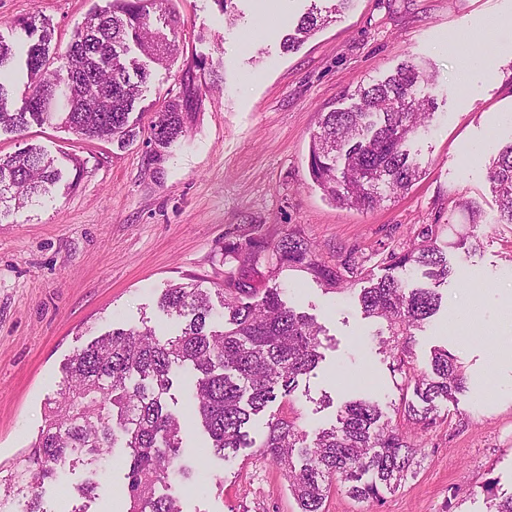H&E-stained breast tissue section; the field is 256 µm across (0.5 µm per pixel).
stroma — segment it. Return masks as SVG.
<instances>
[{
	"mask_svg": "<svg viewBox=\"0 0 512 512\" xmlns=\"http://www.w3.org/2000/svg\"><path fill=\"white\" fill-rule=\"evenodd\" d=\"M107 0H0V36L17 42L15 19L37 12L67 45L93 7ZM311 0H171L181 16L179 52L152 66L141 105L161 108L180 91L183 69L204 61L198 105L186 136L161 164L145 138L120 145L84 139L55 124L0 133V155L37 144L82 166L60 187L0 221V468L27 454L62 367L93 337L148 320L160 337L177 327L157 308L169 284H208L224 270L225 241L261 223L269 239L300 228L329 260L356 250L373 277L388 250L415 225L444 224L448 203L477 205L480 247L456 251L438 313L412 342L418 369L434 350L456 355L467 392L442 403L446 419L423 433L420 464L380 507L331 492L324 512H486L491 495L512 494V364L496 348L512 342V225L497 223L488 164L512 142V0H353L295 52L283 38ZM433 74L425 131L409 144L422 169L404 194L371 210L340 207L311 181L308 155L321 113L347 106L358 84L406 62ZM284 298L322 326V358L290 396L252 417L254 445L223 460L207 456L195 431L182 450L190 466L170 491L183 512H299L283 473L261 452L271 414L296 416L307 432L328 428L344 402L368 397L399 406V374L384 352L381 324L365 318L357 289L325 292L302 272L283 271ZM107 475L88 512H127L125 472ZM89 466L67 468L41 490L42 512H73Z\"/></svg>",
	"mask_w": 512,
	"mask_h": 512,
	"instance_id": "stroma-1",
	"label": "stroma"
}]
</instances>
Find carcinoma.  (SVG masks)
<instances>
[{
	"label": "carcinoma",
	"mask_w": 512,
	"mask_h": 512,
	"mask_svg": "<svg viewBox=\"0 0 512 512\" xmlns=\"http://www.w3.org/2000/svg\"><path fill=\"white\" fill-rule=\"evenodd\" d=\"M168 2L108 0L87 14L63 50L52 45L46 17L33 13L16 20L14 29L27 46L28 81L16 112L8 110L10 90L0 81V132L20 134L33 122H54L86 139L135 141L141 120L131 115L150 71L127 58L129 43L157 65L176 55L180 18ZM349 2L331 0L310 9L286 36L284 48H299ZM204 68L199 61L186 69L180 95L153 113L148 140L154 162L164 161L185 136L197 72ZM428 82L422 67L406 62L378 82L357 86L349 106L321 113L308 171L329 200L369 210L417 181L420 166L407 145L430 115L431 100L423 94ZM489 170L498 223L512 224V142L491 157ZM62 179V162L39 146L0 157V220ZM481 222V213L471 207L469 223L448 224L455 239L446 243L443 225H418L385 258L388 273L378 279L353 251L322 261L301 231L292 229L273 242L263 225H252L249 234L224 242V273L214 288L178 283L165 289L159 308L184 321L178 334L161 339L144 322L101 335L69 358L60 398L46 403L35 442L0 476V486L9 493L29 492L25 512H41L35 489L68 465L118 448L128 512H182L176 497L158 490L176 473L187 477L178 465L186 430L200 424L210 449L223 458L249 447L251 416L291 395L298 377L322 358V327L287 305L278 285L257 286L263 261L267 282L292 268L335 292L346 283H367L358 303L365 317L386 323L403 397L397 420L376 401L349 400L337 426L319 430L310 443L298 417L274 414L262 453L288 478L300 512H323L335 489L355 501L383 505L386 495L415 473L419 435L440 423L439 403L467 388L463 366L446 349L434 351L430 369H417L410 340L440 307L437 286L453 273L448 253L467 243L478 246ZM408 270L422 271L431 284L409 286L403 277ZM180 370L191 400L185 413L169 409L164 399Z\"/></svg>",
	"instance_id": "cac0c4a2"
}]
</instances>
